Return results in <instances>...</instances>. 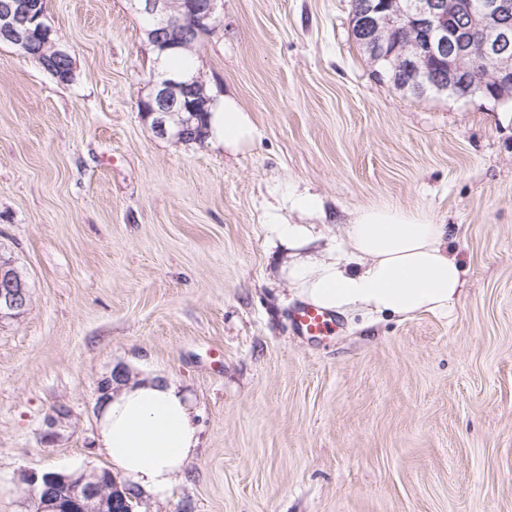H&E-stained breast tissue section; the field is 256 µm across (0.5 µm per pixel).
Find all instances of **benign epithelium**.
<instances>
[{"label":"benign epithelium","instance_id":"obj_1","mask_svg":"<svg viewBox=\"0 0 512 512\" xmlns=\"http://www.w3.org/2000/svg\"><path fill=\"white\" fill-rule=\"evenodd\" d=\"M136 2L139 12L153 23L145 30L148 40L163 51L191 47L217 27L218 0H181L177 8L172 0ZM449 17L448 0H383L380 5L366 0L359 9L357 37L390 58L398 54L396 39L420 33V52L405 64L417 92L427 86L467 93L472 88V67L466 60L476 51L477 63L495 68L498 89L512 88V0H456L455 22L448 23ZM41 18L20 0H4L0 38L16 44L36 32L51 36L52 29ZM211 103L200 74L162 73L139 109L152 119L159 136L177 141L190 121L185 113L206 112ZM29 302L20 274L1 265L0 319L20 316ZM22 481L40 499V512H112V489L119 488L114 476L99 472L78 477L31 472Z\"/></svg>","mask_w":512,"mask_h":512}]
</instances>
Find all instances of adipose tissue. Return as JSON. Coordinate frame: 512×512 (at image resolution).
Segmentation results:
<instances>
[{
	"instance_id": "1",
	"label": "adipose tissue",
	"mask_w": 512,
	"mask_h": 512,
	"mask_svg": "<svg viewBox=\"0 0 512 512\" xmlns=\"http://www.w3.org/2000/svg\"><path fill=\"white\" fill-rule=\"evenodd\" d=\"M252 133L234 98L213 107L211 134L225 146ZM291 274L300 297L343 315L449 317L463 292L447 225L399 207L360 210L342 247L295 263ZM97 443L129 487L164 495L199 444L189 393L162 376L131 378L101 399Z\"/></svg>"
}]
</instances>
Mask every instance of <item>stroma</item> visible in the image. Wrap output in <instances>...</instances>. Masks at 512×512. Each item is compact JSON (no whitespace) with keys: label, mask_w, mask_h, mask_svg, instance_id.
Listing matches in <instances>:
<instances>
[{"label":"stroma","mask_w":512,"mask_h":512,"mask_svg":"<svg viewBox=\"0 0 512 512\" xmlns=\"http://www.w3.org/2000/svg\"><path fill=\"white\" fill-rule=\"evenodd\" d=\"M46 10L73 81L0 44V260L31 297L0 321V512H36L23 473L110 468L121 367L181 384L200 427L135 512H512V101L397 89L353 0H221L192 62L254 132L176 143L138 109L157 65L131 0ZM383 205L447 225L454 315L295 335L271 219L310 225L304 258Z\"/></svg>","instance_id":"1"}]
</instances>
